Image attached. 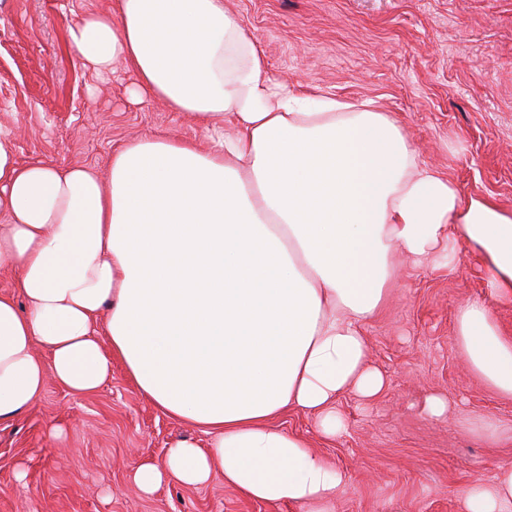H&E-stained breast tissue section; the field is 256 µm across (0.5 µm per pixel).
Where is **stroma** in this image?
Listing matches in <instances>:
<instances>
[{
  "label": "stroma",
  "mask_w": 512,
  "mask_h": 512,
  "mask_svg": "<svg viewBox=\"0 0 512 512\" xmlns=\"http://www.w3.org/2000/svg\"><path fill=\"white\" fill-rule=\"evenodd\" d=\"M264 50L272 74L307 94L373 100L409 135L421 164L463 198L512 210V0H225ZM115 0H0V129L19 163L86 166L108 176L113 150L150 136L207 140L183 112L131 102L124 66L98 76L69 28ZM384 308L363 326L386 378L368 402L341 394L342 431L324 438L314 415L278 418L342 471L328 512H461L465 490L512 465V398L475 376L454 334L457 309L486 298L480 261L413 263L396 254ZM441 395L436 418L427 400ZM203 429L162 412L120 362L96 392L72 396L47 379L39 400L0 423V512H298L248 499L221 476L202 486L131 482L179 439ZM24 480H17V472Z\"/></svg>",
  "instance_id": "obj_1"
}]
</instances>
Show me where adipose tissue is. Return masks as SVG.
<instances>
[{
	"mask_svg": "<svg viewBox=\"0 0 512 512\" xmlns=\"http://www.w3.org/2000/svg\"><path fill=\"white\" fill-rule=\"evenodd\" d=\"M69 38L97 74L124 64L132 100L235 133L124 143L105 183L92 169L17 164L0 131V271H16L18 290L0 294V422L49 376L96 391L117 359L159 409L211 437L138 465L140 492L220 474L245 497L326 512L343 473L276 420L302 409L332 437L340 394L382 390L362 325L397 251L479 258L490 299L458 309L455 337L472 370L512 396V336L489 306L512 302V212L463 199L373 103L278 81L224 0H118L116 15L87 14ZM38 342L49 360L35 358ZM462 509L512 512V466L471 485Z\"/></svg>",
	"mask_w": 512,
	"mask_h": 512,
	"instance_id": "adipose-tissue-1",
	"label": "adipose tissue"
}]
</instances>
